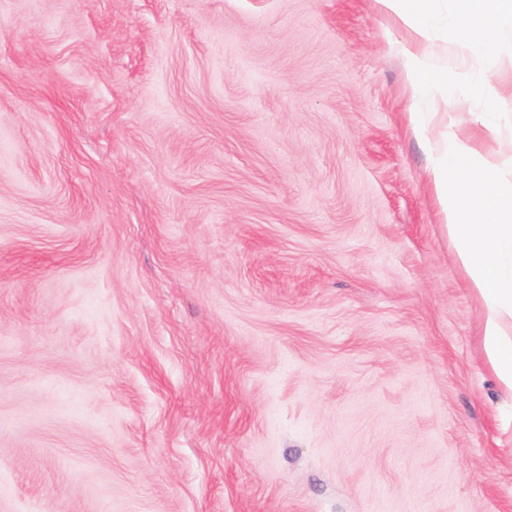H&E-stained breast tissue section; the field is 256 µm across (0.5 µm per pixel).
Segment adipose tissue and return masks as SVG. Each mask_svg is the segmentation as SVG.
<instances>
[{"instance_id":"adipose-tissue-1","label":"adipose tissue","mask_w":512,"mask_h":512,"mask_svg":"<svg viewBox=\"0 0 512 512\" xmlns=\"http://www.w3.org/2000/svg\"><path fill=\"white\" fill-rule=\"evenodd\" d=\"M409 30L407 54L424 62L423 40L434 23L454 26L458 15L439 8L440 0H380ZM469 18L468 41L495 40L512 56V0H461ZM431 164L427 177L453 241L457 262L482 300L486 319L483 347L504 393L512 396V156L490 162L471 134L436 135L412 113Z\"/></svg>"}]
</instances>
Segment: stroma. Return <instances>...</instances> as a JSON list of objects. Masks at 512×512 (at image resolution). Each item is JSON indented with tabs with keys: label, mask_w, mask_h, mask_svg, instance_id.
<instances>
[{
	"label": "stroma",
	"mask_w": 512,
	"mask_h": 512,
	"mask_svg": "<svg viewBox=\"0 0 512 512\" xmlns=\"http://www.w3.org/2000/svg\"><path fill=\"white\" fill-rule=\"evenodd\" d=\"M426 46L433 131L511 148L512 60ZM406 48L378 0H0V512H512Z\"/></svg>",
	"instance_id": "1"
}]
</instances>
